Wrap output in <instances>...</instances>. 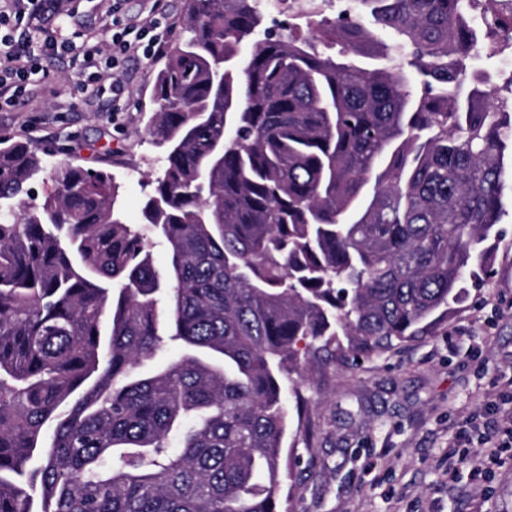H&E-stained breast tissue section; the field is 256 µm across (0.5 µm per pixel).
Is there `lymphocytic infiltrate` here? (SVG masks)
Here are the masks:
<instances>
[{
    "mask_svg": "<svg viewBox=\"0 0 512 512\" xmlns=\"http://www.w3.org/2000/svg\"><path fill=\"white\" fill-rule=\"evenodd\" d=\"M14 21L6 33H0V103L11 105L24 99L27 88L40 80L46 61L60 56L78 64L90 77L82 89L88 96L111 93L120 102L123 87L114 81L101 85L99 66L105 54L127 57L152 56L167 43L169 26L160 18L142 22L112 20L111 50L77 29L67 7L68 0H12Z\"/></svg>",
    "mask_w": 512,
    "mask_h": 512,
    "instance_id": "lymphocytic-infiltrate-1",
    "label": "lymphocytic infiltrate"
}]
</instances>
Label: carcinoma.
I'll use <instances>...</instances> for the list:
<instances>
[{
    "label": "carcinoma",
    "mask_w": 512,
    "mask_h": 512,
    "mask_svg": "<svg viewBox=\"0 0 512 512\" xmlns=\"http://www.w3.org/2000/svg\"><path fill=\"white\" fill-rule=\"evenodd\" d=\"M469 2L356 0L301 40L188 0L142 227L103 170L60 162L33 200L39 150L0 139V512H277L297 342L370 354L491 278L512 105ZM481 23L512 48L511 16ZM392 52L410 69L363 62ZM165 335L186 353L157 363Z\"/></svg>",
    "instance_id": "obj_1"
}]
</instances>
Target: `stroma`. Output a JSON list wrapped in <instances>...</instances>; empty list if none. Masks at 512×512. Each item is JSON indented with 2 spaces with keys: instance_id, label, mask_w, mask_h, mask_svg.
<instances>
[{
  "instance_id": "1",
  "label": "stroma",
  "mask_w": 512,
  "mask_h": 512,
  "mask_svg": "<svg viewBox=\"0 0 512 512\" xmlns=\"http://www.w3.org/2000/svg\"><path fill=\"white\" fill-rule=\"evenodd\" d=\"M179 33L185 0H70L74 20L97 34L111 7L139 17L147 4ZM271 17L297 34L339 13L336 0H267ZM165 56L132 57L114 76L125 88L124 111L108 99L85 101L68 58L46 66L48 79L26 105L0 108V136L25 141L47 165L66 161L114 175L128 223L140 222L164 155L145 133L156 109L154 76ZM506 205L498 227L494 275L471 290L447 322L344 363L320 350L308 376L287 384L288 464L280 512H512V469L474 475L488 408L512 391V154L504 158ZM469 454L456 475L446 458L462 427Z\"/></svg>"
}]
</instances>
